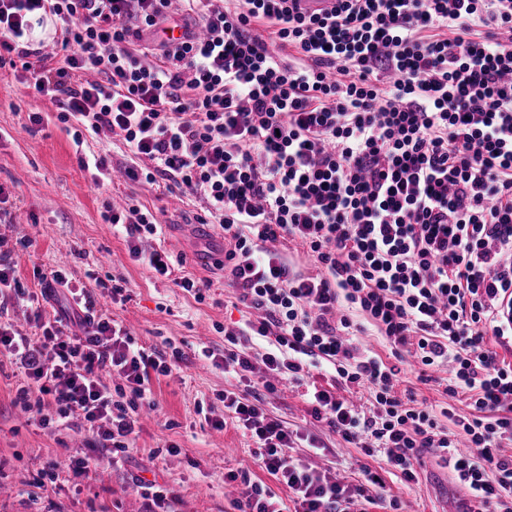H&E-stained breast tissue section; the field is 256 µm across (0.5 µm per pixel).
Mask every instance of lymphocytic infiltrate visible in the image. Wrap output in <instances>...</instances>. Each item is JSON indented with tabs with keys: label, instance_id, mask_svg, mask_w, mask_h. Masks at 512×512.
I'll return each instance as SVG.
<instances>
[{
	"label": "lymphocytic infiltrate",
	"instance_id": "obj_1",
	"mask_svg": "<svg viewBox=\"0 0 512 512\" xmlns=\"http://www.w3.org/2000/svg\"><path fill=\"white\" fill-rule=\"evenodd\" d=\"M296 2L0 0V66L18 61L24 85L80 124L75 145L86 131L118 135L135 158L129 179L202 200L196 221L221 229L229 286L259 312L225 330V368L270 392L279 380L306 385L314 418L383 453L405 483L432 448L476 512H512V323L500 317L512 299V0H335L327 15ZM46 20L50 54L30 38ZM189 24L199 36L156 37ZM107 221L134 261L170 274L165 251L141 247L156 214L129 204ZM288 241L317 274L288 262ZM39 281L26 294L0 257V297L26 300L42 328L31 337L0 324V355L32 364L19 399L45 427L76 419L94 447L125 451L153 403L150 375L168 365L61 271ZM62 288L64 306L43 321ZM76 320L85 335L63 336ZM368 330L393 362L359 353L354 338ZM254 336L270 344L259 357ZM43 343L47 367L34 361ZM409 359L423 375L447 369L446 394L468 392L471 414L400 397ZM361 392L370 411L351 399ZM224 409L214 428L248 431L288 492L229 474L238 512H398L380 476L356 484L313 466L325 445L251 392L225 391Z\"/></svg>",
	"mask_w": 512,
	"mask_h": 512
}]
</instances>
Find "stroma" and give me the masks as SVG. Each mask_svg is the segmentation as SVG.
<instances>
[{
  "instance_id": "obj_1",
  "label": "stroma",
  "mask_w": 512,
  "mask_h": 512,
  "mask_svg": "<svg viewBox=\"0 0 512 512\" xmlns=\"http://www.w3.org/2000/svg\"><path fill=\"white\" fill-rule=\"evenodd\" d=\"M33 112L42 113L44 122L29 132ZM57 115L55 103L23 88L11 66L0 67V186L8 195L0 203V252L30 293L39 290L34 269L66 272L72 285L94 296L98 310L126 327L147 354L162 356L172 371L153 375L157 408L143 419L124 462L113 464L110 452L102 451L99 468L85 477L66 462L89 453L87 431L75 420L51 429L32 419L16 401L27 381L24 369L0 360V485L7 489L0 494V512H146L133 488L138 475L176 488L177 512H236L225 493V474L244 471L269 486L274 479L261 469L249 436L231 425L220 431L210 426L224 416L220 396L231 381L201 350L222 354L225 328L247 314L225 286L223 269L197 261L201 252H223L222 234L194 224L201 201L124 180L121 171L133 158L119 137L103 132L75 147ZM94 154L108 157L110 173L96 176L84 168L83 158ZM132 198L159 217L163 233L146 246L169 252L171 276L132 260L124 233L104 222L109 206ZM28 238L33 246H25ZM185 275L205 284L203 300L175 286ZM116 286L124 300H113ZM305 392L290 384L262 398L269 413L340 449L352 464L349 476L358 477L364 467L378 472L403 512H445L462 501L465 488L433 452L423 455L418 483L404 484L382 455H364L314 418ZM171 445L177 453H168ZM50 468L51 479L45 475Z\"/></svg>"
}]
</instances>
